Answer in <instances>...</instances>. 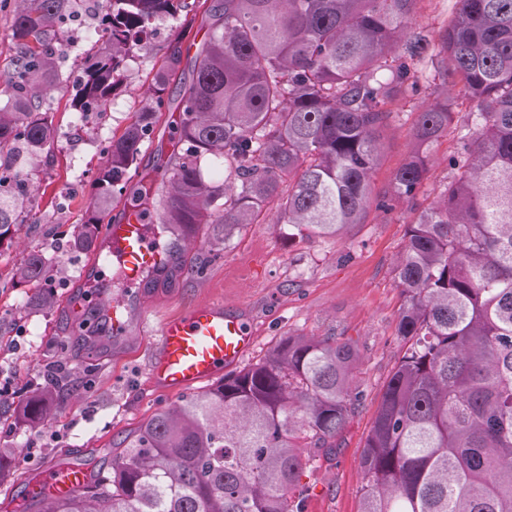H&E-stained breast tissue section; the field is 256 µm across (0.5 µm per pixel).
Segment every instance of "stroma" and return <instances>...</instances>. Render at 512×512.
I'll return each mask as SVG.
<instances>
[{
    "label": "stroma",
    "instance_id": "obj_1",
    "mask_svg": "<svg viewBox=\"0 0 512 512\" xmlns=\"http://www.w3.org/2000/svg\"><path fill=\"white\" fill-rule=\"evenodd\" d=\"M455 0H418L411 29L436 38L447 27ZM98 5L89 0L60 32L65 54L59 62L68 88H76L82 52L96 22ZM151 52L132 50L117 96L101 111L77 120L65 95L52 93L57 141L53 155L29 159L25 170L34 186L25 205V224L0 240V315L9 323L8 347L0 348V374L11 378L14 396L31 394L43 367L64 362L74 381L64 404L55 406L47 425L33 430L20 422L0 427V498L23 499L28 478L42 466L60 461L94 460L109 467V450L153 413L179 403L183 395L155 386L149 368L158 350L155 331L161 318L178 315L204 302H223L245 315L256 342L244 358L251 365L291 336H338L350 341L361 363L355 390L359 399L332 448H315L299 490L303 512H359L365 484L360 457L386 384L406 345L397 333L403 296L393 265L406 242L415 213L399 204L390 213L369 209L364 223L345 234L302 238L285 224L264 220L238 228L232 238L203 225L194 244H182L169 279L135 290L129 334L116 339L109 354L88 357L76 340L72 282L84 279L94 255L67 246L96 189L93 176L108 136L122 133L141 105L154 63L172 41L182 47L199 43L205 30L177 21H158ZM420 90L392 102L390 120L381 130L382 158L371 177L374 194H388L396 170L411 144L416 112L439 76L429 56L417 59ZM466 96L456 100V114L432 149V165L417 193L418 204L436 198L453 177L449 165L460 152ZM177 113L163 112L140 166L152 171L166 164L174 146ZM51 254L48 275L64 294L61 306L43 311L25 304L26 284L13 279L14 269L32 249ZM33 451H25V442Z\"/></svg>",
    "mask_w": 512,
    "mask_h": 512
}]
</instances>
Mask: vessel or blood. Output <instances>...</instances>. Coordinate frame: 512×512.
Segmentation results:
<instances>
[{"mask_svg": "<svg viewBox=\"0 0 512 512\" xmlns=\"http://www.w3.org/2000/svg\"><path fill=\"white\" fill-rule=\"evenodd\" d=\"M107 255L119 264L125 284L144 287L148 276L168 270L176 257L172 244L160 243L156 225L145 223L139 209L126 205L121 219L105 227ZM131 325L126 299L114 301L107 326L114 336ZM159 352L150 365L152 381L167 390L183 391L237 365L252 349L254 334L223 303H204L165 318L158 330ZM88 472L82 465L51 464L37 471L27 494L61 498L80 489Z\"/></svg>", "mask_w": 512, "mask_h": 512, "instance_id": "1", "label": "vessel or blood"}]
</instances>
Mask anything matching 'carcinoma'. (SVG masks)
<instances>
[{"label":"carcinoma","instance_id":"1","mask_svg":"<svg viewBox=\"0 0 512 512\" xmlns=\"http://www.w3.org/2000/svg\"><path fill=\"white\" fill-rule=\"evenodd\" d=\"M417 0H212L204 40L181 89L180 151L161 179L139 170L144 143L177 80L176 46L153 65L141 108L109 141L97 191L73 247L103 251L99 226L132 179L160 204L159 222L183 240L201 224L224 237L270 211L293 234L325 237L360 224L371 206L390 212L416 200L430 149L448 134L449 88L463 83L475 138L450 160L441 198L418 208L395 277L405 303L398 333L407 348L392 373L360 465L361 512H512V0H456L432 58L442 85L419 109L413 145L393 193L373 201L371 173L383 146L386 106L419 91L414 59L427 36L402 42ZM200 0H106V48L87 65L73 108H102L119 89L129 51L154 23L195 22ZM76 0H17L14 55L0 74V241L25 223L29 179L20 152L51 153L53 115L39 95L62 87L55 26ZM224 163V179L206 180ZM50 259L30 251L15 269L33 307H54ZM357 352L334 337L290 336L255 364L155 412L91 468L65 500L39 512H302L294 494L309 448H330L354 411ZM55 387L8 410L31 428L51 414Z\"/></svg>","mask_w":512,"mask_h":512}]
</instances>
